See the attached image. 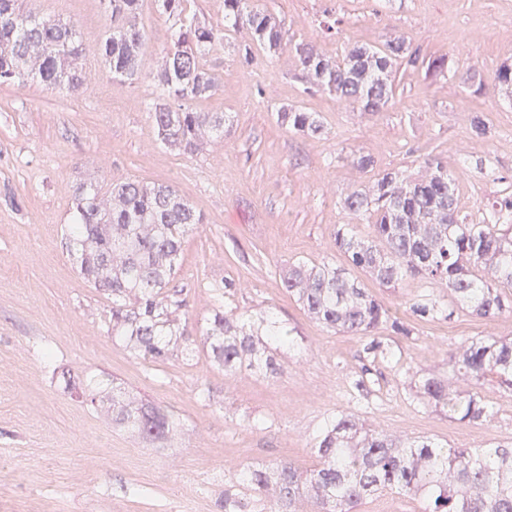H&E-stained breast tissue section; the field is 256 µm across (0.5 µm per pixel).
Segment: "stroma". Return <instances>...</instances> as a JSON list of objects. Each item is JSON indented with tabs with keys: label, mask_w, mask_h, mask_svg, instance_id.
I'll list each match as a JSON object with an SVG mask.
<instances>
[{
	"label": "stroma",
	"mask_w": 512,
	"mask_h": 512,
	"mask_svg": "<svg viewBox=\"0 0 512 512\" xmlns=\"http://www.w3.org/2000/svg\"><path fill=\"white\" fill-rule=\"evenodd\" d=\"M280 21L287 48L258 51L252 64L217 47L205 63L218 77L201 112H227L221 139L185 154L159 140L146 105L151 79L112 80L97 50L108 18L102 0H19L75 24L94 92L58 93L31 83L0 86V512H224V480L237 467L292 459L313 466L324 419L359 416L393 436L429 437L455 448L512 440V387L490 378L486 415L462 422L414 396V376H450L448 353L479 336L512 339V312L493 322L453 309L446 288L417 277L387 287L351 274L410 330L388 325L370 337L312 321L282 284L297 259L346 267L337 225L350 223L340 199L386 171L420 174L438 156L459 189L461 214L479 216L512 190V98L494 73L512 58V0H261ZM155 70L173 38L158 0H140ZM339 32L325 35V16ZM405 37L420 61L401 64L396 90L377 112L307 90L292 44L336 56L345 47ZM448 66L432 76L428 60ZM320 116L326 135H302L276 111ZM489 126L472 130L473 116ZM367 156L362 171L355 159ZM139 179L173 186L200 212L170 283L190 329L211 315L216 289L224 309L269 310L290 333L278 369L224 373L181 357L154 367L135 359L109 332L111 302L78 274L64 239L72 188ZM14 193L20 207L3 200ZM452 308L419 317L414 302ZM398 356L383 361L369 339ZM105 375L137 397L172 407L173 442H147L71 399L64 371Z\"/></svg>",
	"instance_id": "stroma-1"
}]
</instances>
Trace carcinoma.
I'll return each mask as SVG.
<instances>
[{"mask_svg":"<svg viewBox=\"0 0 512 512\" xmlns=\"http://www.w3.org/2000/svg\"><path fill=\"white\" fill-rule=\"evenodd\" d=\"M140 0H106L112 29L99 48L114 80L134 81L148 49L138 22ZM162 13L177 26V39L162 56L152 80L159 101L148 105L161 143L188 153L224 134L226 115L200 112L193 102L211 95L216 74L203 63L225 33L240 28L248 39L237 44L241 62L255 51L276 50L286 32L273 14L254 0H224V27L206 23L189 0H160ZM306 82L365 112L392 98L396 67L416 54L405 38L381 46H354L336 58L307 44L294 46ZM85 48L76 27L60 19L25 12L18 0H0V85L37 82L53 91L90 88L80 60ZM495 84L512 93V64L502 63ZM281 123L310 136L325 132L313 112L290 108L277 113ZM425 175L399 171L379 175L369 187L341 201L353 218L371 224L369 237L348 224L336 228L334 244L348 263L385 286L420 277L448 288L452 301L492 320L512 309V194L501 198L473 222L460 215L455 179L440 158L424 161ZM72 223L65 230L73 263L97 290L112 296V337L132 355L163 365L179 355L196 356V341L168 285L190 226L202 223L194 207L170 185L141 180L116 181L103 189L78 184ZM318 323L350 335H365L381 324L396 333L409 330L344 268L297 263L282 279ZM202 329L211 366L230 371L242 362L258 371L275 369L274 354L290 344L288 330L263 312L258 317L224 314V289ZM453 375L469 382L461 390L446 379L420 377L417 395L435 408L472 421L486 413L475 388L488 375L512 384V341L486 336L449 352ZM71 395L103 412L112 424L147 441L172 439L179 428L173 410L130 395L113 381L88 376L65 379ZM318 462L309 470L292 460L244 467L224 489V512H357L378 493L416 498L423 512H512V441L485 448H448L430 438H397L364 427L352 415L327 417L316 442Z\"/></svg>","mask_w":512,"mask_h":512,"instance_id":"cac0c4a2","label":"carcinoma"}]
</instances>
